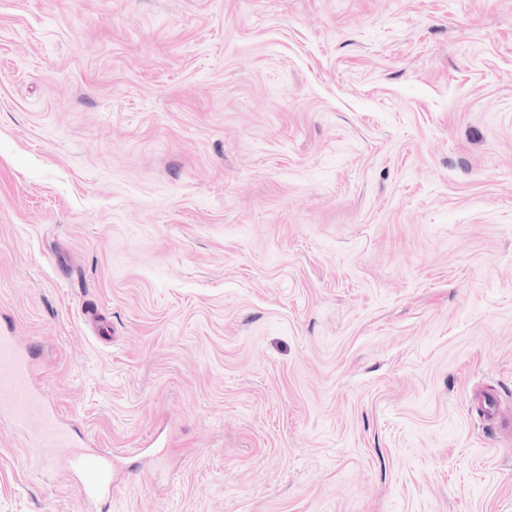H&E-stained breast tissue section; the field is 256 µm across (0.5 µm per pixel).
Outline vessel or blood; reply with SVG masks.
I'll return each instance as SVG.
<instances>
[{"label":"vessel or blood","instance_id":"1","mask_svg":"<svg viewBox=\"0 0 512 512\" xmlns=\"http://www.w3.org/2000/svg\"><path fill=\"white\" fill-rule=\"evenodd\" d=\"M0 420L35 429L40 447L61 454L67 466L82 475L85 496L111 490V458L91 454L74 441L51 412L45 395L33 387L25 352L6 334L0 336Z\"/></svg>","mask_w":512,"mask_h":512}]
</instances>
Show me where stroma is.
I'll return each instance as SVG.
<instances>
[{"label": "stroma", "instance_id": "35a3bbf8", "mask_svg": "<svg viewBox=\"0 0 512 512\" xmlns=\"http://www.w3.org/2000/svg\"><path fill=\"white\" fill-rule=\"evenodd\" d=\"M5 326L0 512H512V0H0ZM0 419L36 430L40 447L60 453L67 466L82 475L86 497L112 491V458L91 454L72 438L51 412L46 396L31 383L27 355L14 336H0Z\"/></svg>", "mask_w": 512, "mask_h": 512}]
</instances>
